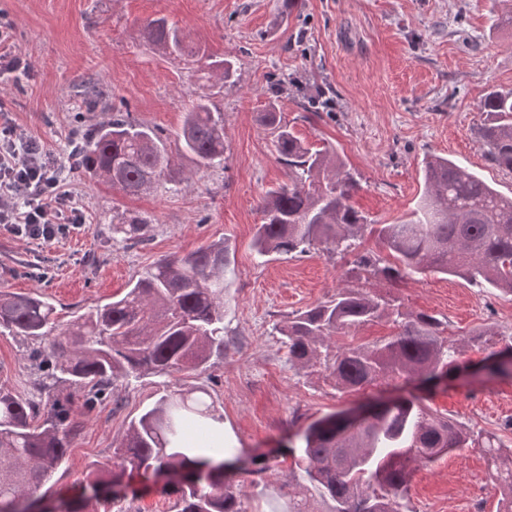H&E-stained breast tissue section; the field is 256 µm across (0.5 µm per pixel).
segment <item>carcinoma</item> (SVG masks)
I'll return each instance as SVG.
<instances>
[{"label":"carcinoma","mask_w":512,"mask_h":512,"mask_svg":"<svg viewBox=\"0 0 512 512\" xmlns=\"http://www.w3.org/2000/svg\"><path fill=\"white\" fill-rule=\"evenodd\" d=\"M143 36L154 50L187 63L201 47L164 17L150 20ZM488 120L480 136L491 160L512 172V91H489L480 105ZM273 143L288 166V184L269 188L261 199L263 223L254 247L261 255L295 256L320 247L329 254L352 250L370 224L350 204L358 180L332 152L313 151L275 112L261 114ZM183 151L200 168L224 167V114L199 99L185 112L177 134ZM175 159L155 129L118 112L94 137H85L81 168L109 181L120 176L127 194L149 193L174 173ZM145 219L112 215V232L142 239ZM379 244L391 262L359 253L355 269L386 280L427 271L455 276L479 288L512 295V198L446 157L430 158L424 192L412 219L382 224ZM224 243L181 257L164 258L131 284L119 299L77 316L57 331L54 307L40 296L0 292V328L42 341L31 352L42 386L68 385L90 411L106 400L115 383L146 375L197 370L224 357ZM389 313L398 332L370 347L331 349L338 331ZM442 321L354 289L288 318V363L305 370L323 362L336 388L358 393L381 383L419 380L432 386L470 368L462 345L443 336ZM482 360L492 379L512 381V336ZM73 394L45 404L0 389V512H15L18 500L34 507L47 501L43 488L59 472L76 432ZM214 406L202 395H164L132 420L113 450V468L86 476L81 492L57 497L68 512H98L100 501L127 499L112 491L126 471L171 470L181 475L162 493L178 497L179 512H247L245 494L224 475V461L191 458L189 451L224 455L208 427ZM481 434L448 415L403 398L372 409L371 416L346 425L336 419L307 427L289 449L294 466L321 495L335 502L334 512H406L414 464H429L480 442ZM495 485L508 492L512 512V456L496 470Z\"/></svg>","instance_id":"obj_1"}]
</instances>
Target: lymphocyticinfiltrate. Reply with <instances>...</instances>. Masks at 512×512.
Instances as JSON below:
<instances>
[{
    "label": "lymphocytic infiltrate",
    "mask_w": 512,
    "mask_h": 512,
    "mask_svg": "<svg viewBox=\"0 0 512 512\" xmlns=\"http://www.w3.org/2000/svg\"><path fill=\"white\" fill-rule=\"evenodd\" d=\"M59 165L33 140L10 125L0 126V230L16 238L51 242L80 225L64 215L68 195Z\"/></svg>",
    "instance_id": "lymphocytic-infiltrate-1"
}]
</instances>
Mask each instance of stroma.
<instances>
[{"label":"stroma","instance_id":"35a3bbf8","mask_svg":"<svg viewBox=\"0 0 512 512\" xmlns=\"http://www.w3.org/2000/svg\"><path fill=\"white\" fill-rule=\"evenodd\" d=\"M500 0H0L14 24L25 70L0 74V107L16 130L65 161L75 125L93 130L128 112L161 132L189 184L128 195L64 172L63 188L85 222L66 238L25 242L0 233V290L37 294L59 326L123 296L162 258L223 242L224 356L206 370L116 383L91 412L77 411L74 438L56 487L76 491L113 464L131 419L165 392L205 389L224 436L243 464L233 476L249 512H270L297 490L308 512L332 500L291 473L288 448L310 423L373 399L413 394L474 431L512 445V383L457 377L426 389L392 381L358 394L337 390L325 367L297 370L278 332L288 317L342 288H359L409 313L435 315L445 337L493 329L512 335V296L429 272L398 282L352 270L353 254L314 250L259 256V202L286 183L262 112H279L310 148L336 150L360 187L353 206L387 224L415 209L425 160L447 157L512 195V172L497 167L479 137L487 91L512 90V30L497 26ZM164 17L205 49L230 60L236 81L209 84L143 40L147 20ZM209 95L224 114L225 169L197 168L177 133L191 101ZM150 221L141 240L112 234L113 213ZM32 340L0 334V387L35 401L27 359ZM492 460L458 450L413 473L409 512H497Z\"/></svg>","mask_w":512,"mask_h":512}]
</instances>
